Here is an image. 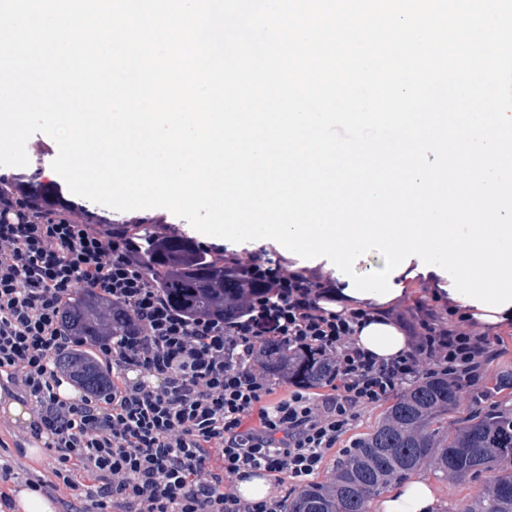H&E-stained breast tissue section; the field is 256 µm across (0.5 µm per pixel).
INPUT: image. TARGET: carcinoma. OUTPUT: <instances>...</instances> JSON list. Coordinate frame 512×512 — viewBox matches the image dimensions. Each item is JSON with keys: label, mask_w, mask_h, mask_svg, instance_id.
<instances>
[{"label": "carcinoma", "mask_w": 512, "mask_h": 512, "mask_svg": "<svg viewBox=\"0 0 512 512\" xmlns=\"http://www.w3.org/2000/svg\"><path fill=\"white\" fill-rule=\"evenodd\" d=\"M32 204L34 215L45 210L67 212L79 222L91 217L87 210L64 198L55 183H42L25 172L0 184ZM139 245L153 267H164L184 258V272L166 279L162 288L173 305L186 313L209 311L213 297H224V311L235 310L234 299L242 287L240 276L228 278L224 269L199 253L200 246L188 237L159 242L143 232ZM99 304L91 293L78 289L64 316L65 328L86 338L81 347L84 388L103 394L107 377L95 359L98 335L95 313ZM278 374L297 384H313L318 372L313 360L278 350L273 362ZM456 405V390L445 378L426 379L403 391L378 424L356 443V449L336 468L328 485H313L288 501V512H367L370 498L380 495L394 480L416 470L428 460L447 475L465 477L484 472L495 475L493 486L474 512H512V474H502V465L512 463V409L475 413L461 420L452 433H444L440 419Z\"/></svg>", "instance_id": "1"}]
</instances>
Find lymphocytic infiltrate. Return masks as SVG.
I'll return each mask as SVG.
<instances>
[{
    "mask_svg": "<svg viewBox=\"0 0 512 512\" xmlns=\"http://www.w3.org/2000/svg\"><path fill=\"white\" fill-rule=\"evenodd\" d=\"M143 220L80 224L60 213L35 222L25 200L0 197V388L29 406L26 432L54 449L51 490L124 512H282L277 496L245 501L235 482L310 484L361 409L421 380L476 386L495 357L489 332L438 294L386 319L409 341L382 360L356 346L374 307L325 309L336 290L319 268H295L256 251L204 246L213 264L249 288L223 318V299L187 316L164 295L166 271L139 255ZM261 285L262 293L251 290ZM80 288L127 316L122 335L101 319L99 357L107 394L63 398L75 379L65 354L82 346L60 316ZM318 361L317 388L284 389L269 362L276 347Z\"/></svg>",
    "mask_w": 512,
    "mask_h": 512,
    "instance_id": "f902f5d3",
    "label": "lymphocytic infiltrate"
}]
</instances>
